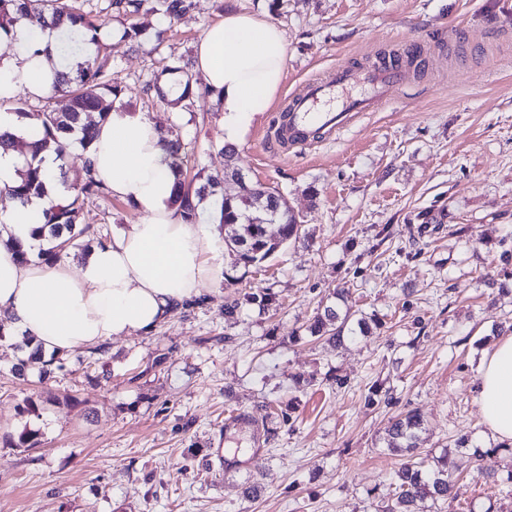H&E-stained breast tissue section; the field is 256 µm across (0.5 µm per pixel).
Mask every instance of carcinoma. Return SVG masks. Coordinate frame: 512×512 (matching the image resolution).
<instances>
[{"label": "carcinoma", "instance_id": "1", "mask_svg": "<svg viewBox=\"0 0 512 512\" xmlns=\"http://www.w3.org/2000/svg\"><path fill=\"white\" fill-rule=\"evenodd\" d=\"M196 8V0H107L105 10L121 20H129L143 10L157 12L172 20ZM20 18L36 26L65 30L61 46L65 55L87 54L85 59L76 63L75 69L57 76L53 91L67 95L68 106L64 111L58 112L47 106L39 112H30L18 106L14 112L26 122L30 139L15 133L0 132L1 151L13 150L28 156L25 170L20 173V182L7 191V198L16 204L25 205L31 196L45 190V173L39 159L41 154L50 152L62 160L57 181L64 195L46 213L45 223L38 227V231L48 232L47 248L42 250L41 256L44 261L52 263L69 245L89 232L90 226L79 223L85 203L109 194V189L97 178L89 157L96 131L95 123L87 120V114L95 112L99 122L107 121L112 104L121 98V87L109 59L100 56L99 33L105 25L100 16L73 8L67 4V0H0V50L12 47V42L4 39V36L9 34ZM163 73L183 78L184 87L177 102L184 109L193 106L194 98L200 91L220 98V93L202 87L188 64L179 58H169ZM166 134L173 165L184 173L187 163L181 155L179 140L173 138L171 129L166 130ZM74 142L80 145L87 157L82 173L69 185L63 161ZM223 183V178L217 175H209L199 184L193 178H186L176 185L173 204L179 207L185 221L193 223L196 220V203L213 199L219 222L230 228L235 238L233 253L236 263L258 265L270 258L284 243L298 236L301 224L281 191L259 184L249 192L226 197ZM268 224L279 225L278 238L267 236L265 228ZM305 331L340 345L358 332H367L368 324L363 317L352 324L349 315L342 316L334 308L327 307L313 318ZM423 425V417L410 410L391 420L386 430V447L406 453L389 483L392 504L387 506V512H417L418 503L427 499L450 504L458 499L454 458L446 452L431 464L428 457L417 453ZM501 450L512 451V444L474 450L472 457L478 476L494 483L498 481L490 460Z\"/></svg>", "mask_w": 512, "mask_h": 512}]
</instances>
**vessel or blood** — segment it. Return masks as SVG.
<instances>
[{"label":"vessel or blood","mask_w":512,"mask_h":512,"mask_svg":"<svg viewBox=\"0 0 512 512\" xmlns=\"http://www.w3.org/2000/svg\"><path fill=\"white\" fill-rule=\"evenodd\" d=\"M405 72L398 61H385L352 76L348 67L338 66L324 79L308 82L293 96L288 112L275 130L278 140L306 148L316 130L340 131L361 112H370L401 89Z\"/></svg>","instance_id":"b4317fda"}]
</instances>
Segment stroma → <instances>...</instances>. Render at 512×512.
Listing matches in <instances>:
<instances>
[{
    "instance_id": "obj_1",
    "label": "stroma",
    "mask_w": 512,
    "mask_h": 512,
    "mask_svg": "<svg viewBox=\"0 0 512 512\" xmlns=\"http://www.w3.org/2000/svg\"><path fill=\"white\" fill-rule=\"evenodd\" d=\"M223 4L199 0L170 24L141 12L132 45L114 18L101 37L123 100L178 126L189 165L220 174L214 97L187 112L145 84L163 57L193 59L224 15L283 31L284 80L234 163L287 196L300 237L262 268L228 261L223 279L153 331L64 356L47 379L32 367L16 376L26 352L0 341V512H381L399 461L382 443L389 418L420 413L432 457L482 437L477 358L493 323H512V298L488 284L512 232V0ZM414 38L426 52L392 100L309 149L275 139L306 82L346 62L370 67ZM138 219L109 196L81 215L104 238ZM266 292L274 301L259 304ZM331 304L379 325L340 346L312 340L305 325ZM372 389L391 404L367 405ZM28 397L37 414L24 413ZM26 429L39 447L10 445ZM457 462L462 505L512 512V492L478 480L468 453ZM248 481L259 487L250 500Z\"/></svg>"
}]
</instances>
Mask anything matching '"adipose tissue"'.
Returning <instances> with one entry per match:
<instances>
[{"mask_svg": "<svg viewBox=\"0 0 512 512\" xmlns=\"http://www.w3.org/2000/svg\"><path fill=\"white\" fill-rule=\"evenodd\" d=\"M12 50L0 58V92L48 95L56 73L72 60L59 55L60 32L19 20L8 35ZM288 47L274 23L246 13L225 15L207 26L195 46V71L220 91L224 141L236 145L258 114L268 111L283 81ZM91 159L113 198L139 213L136 224H116L111 239L91 249L79 269L67 262H19L4 241H38L33 228L58 197L55 156H46V193L26 206H0V316L14 339L40 348L44 358L137 332L148 333L184 303L204 281L219 279L224 238L206 205L186 223L176 205L178 174L161 128L145 113L114 102L100 126ZM486 439L512 442V335L495 339L480 354L474 388Z\"/></svg>", "mask_w": 512, "mask_h": 512, "instance_id": "obj_1", "label": "adipose tissue"}]
</instances>
